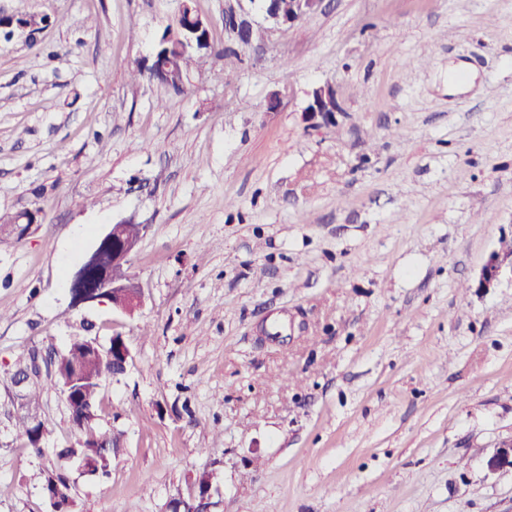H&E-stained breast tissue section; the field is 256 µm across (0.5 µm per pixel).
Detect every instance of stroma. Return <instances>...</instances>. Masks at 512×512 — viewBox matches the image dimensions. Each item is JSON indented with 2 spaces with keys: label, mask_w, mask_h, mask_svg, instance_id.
Instances as JSON below:
<instances>
[{
  "label": "stroma",
  "mask_w": 512,
  "mask_h": 512,
  "mask_svg": "<svg viewBox=\"0 0 512 512\" xmlns=\"http://www.w3.org/2000/svg\"><path fill=\"white\" fill-rule=\"evenodd\" d=\"M178 5L0 0L64 18L0 45V212L40 211L0 236V371L87 332L132 353L101 388L106 478L59 458L55 389L42 454L15 442L0 383V512H50L60 467L69 512H169L204 470L208 512H512V469L487 467L512 438V280L472 288L512 238V0H323L285 32L258 0H196L214 48L185 92L132 85ZM232 8L254 32L234 58ZM320 85L338 110L312 124ZM123 221L146 227L143 308L72 306ZM45 489L48 495L53 494L59 497L58 505L65 509L64 512H68L69 506V495H68V484L66 474L62 471L51 470L47 473Z\"/></svg>",
  "instance_id": "35a3bbf8"
}]
</instances>
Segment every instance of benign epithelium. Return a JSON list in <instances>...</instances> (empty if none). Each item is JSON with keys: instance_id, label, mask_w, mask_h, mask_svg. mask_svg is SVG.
Segmentation results:
<instances>
[{"instance_id": "7a95c632", "label": "benign epithelium", "mask_w": 512, "mask_h": 512, "mask_svg": "<svg viewBox=\"0 0 512 512\" xmlns=\"http://www.w3.org/2000/svg\"><path fill=\"white\" fill-rule=\"evenodd\" d=\"M321 0H288V26H294L304 16L315 11ZM333 110L329 87L320 86L310 94V101L305 112L310 116ZM125 224H111L101 234L93 247L86 253L80 264L71 274L68 291L74 306L82 304H112V311L134 315L144 303V294L140 285L134 281L116 282L112 280L110 268L90 263L91 256L100 249L112 253V263L127 264L136 251L139 239L129 238L124 233ZM504 277L512 278V254L493 252L482 266L475 280V288L488 291L495 287ZM112 359L117 362V376L126 373L132 360L131 350L126 342L112 347ZM42 378V369L33 366L16 370L15 391L22 396L23 390L31 383ZM512 468V438L498 443L495 453L488 460V468L496 471Z\"/></svg>"}]
</instances>
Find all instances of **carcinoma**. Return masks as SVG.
<instances>
[{"label":"carcinoma","mask_w":512,"mask_h":512,"mask_svg":"<svg viewBox=\"0 0 512 512\" xmlns=\"http://www.w3.org/2000/svg\"><path fill=\"white\" fill-rule=\"evenodd\" d=\"M187 2L188 5L179 7L175 24L164 28L159 35L150 65L131 70L132 81L136 82L147 75L176 94L185 91L188 73L197 63L196 54L184 49L187 35L185 28L203 26L200 32V39L203 40L201 48L204 51L213 49L209 27L205 26V20L197 13L193 0ZM261 6L265 14L279 16L282 29H288V0H261ZM62 22L63 17L47 12L0 14V33L7 41L16 36L33 46L42 30L52 25L58 26ZM36 221L37 213L28 210L0 215V227L26 222L33 224ZM88 341L87 336H76L62 353L52 357V371L46 375V381L68 398L70 419L79 432V438L61 449L59 455L68 457L76 452L83 453L94 468L107 476L110 473L112 455L119 451L120 436L102 430L97 422H91L89 418L98 415L102 383L112 378V353H95ZM47 435L48 429L44 422L31 423L24 412L17 415L14 439L20 445L39 455L42 453L41 443ZM45 489L47 493L59 498V506L68 508V484L64 472H48Z\"/></svg>","instance_id":"cac0c4a2"}]
</instances>
